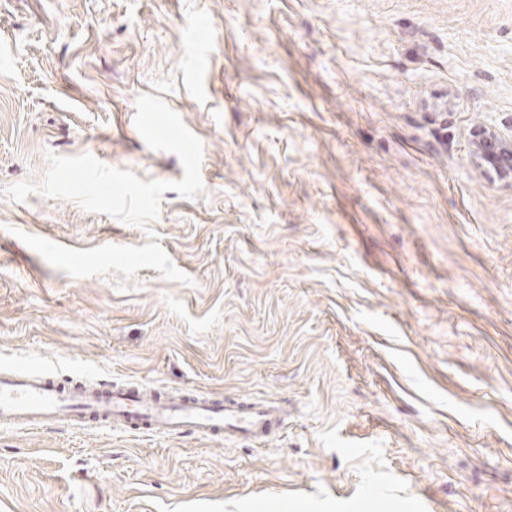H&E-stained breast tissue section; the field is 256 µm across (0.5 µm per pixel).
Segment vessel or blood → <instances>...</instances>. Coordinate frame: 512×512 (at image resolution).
I'll list each match as a JSON object with an SVG mask.
<instances>
[{"label": "vessel or blood", "instance_id": "vessel-or-blood-1", "mask_svg": "<svg viewBox=\"0 0 512 512\" xmlns=\"http://www.w3.org/2000/svg\"><path fill=\"white\" fill-rule=\"evenodd\" d=\"M78 422L121 425L153 435L261 438L280 426L274 406H234L194 392L168 395L111 386L80 387L45 373L0 371V430Z\"/></svg>", "mask_w": 512, "mask_h": 512}]
</instances>
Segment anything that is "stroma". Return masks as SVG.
I'll use <instances>...</instances> for the list:
<instances>
[{"mask_svg":"<svg viewBox=\"0 0 512 512\" xmlns=\"http://www.w3.org/2000/svg\"><path fill=\"white\" fill-rule=\"evenodd\" d=\"M204 192L156 238L47 154ZM512 0H0V367L273 400L258 444L0 430V512H512ZM475 158L500 179L512 177V125L506 131L480 123L471 130Z\"/></svg>","mask_w":512,"mask_h":512,"instance_id":"stroma-1","label":"stroma"}]
</instances>
